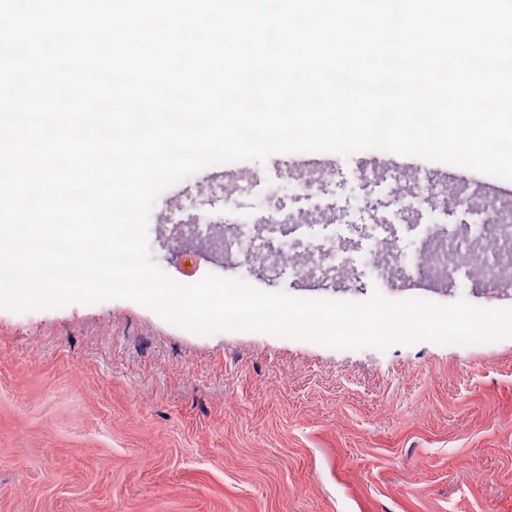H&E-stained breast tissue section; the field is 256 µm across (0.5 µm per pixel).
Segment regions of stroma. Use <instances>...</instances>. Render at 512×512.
Wrapping results in <instances>:
<instances>
[{
  "label": "stroma",
  "instance_id": "35a3bbf8",
  "mask_svg": "<svg viewBox=\"0 0 512 512\" xmlns=\"http://www.w3.org/2000/svg\"><path fill=\"white\" fill-rule=\"evenodd\" d=\"M323 159L341 215L304 220L306 241L416 242L435 221L423 197L403 209L389 184L361 190L358 168L437 170L460 191L452 165L376 150ZM362 260L348 252L355 272L334 288L306 287L283 265L224 274L361 301L379 285ZM383 293L512 306V289L479 270L434 288L411 262ZM0 512H512V339L335 350L199 336L123 299L0 309Z\"/></svg>",
  "mask_w": 512,
  "mask_h": 512
}]
</instances>
